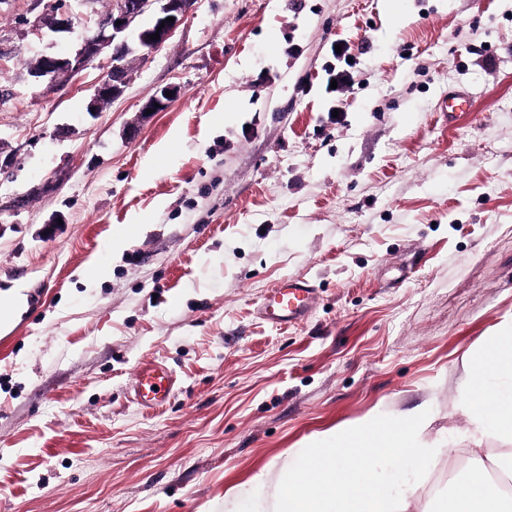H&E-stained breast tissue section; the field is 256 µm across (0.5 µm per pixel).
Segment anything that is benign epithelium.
<instances>
[{"label":"benign epithelium","mask_w":512,"mask_h":512,"mask_svg":"<svg viewBox=\"0 0 512 512\" xmlns=\"http://www.w3.org/2000/svg\"><path fill=\"white\" fill-rule=\"evenodd\" d=\"M195 0H113L112 12L97 22L92 34L83 36L82 47L76 56L60 58L43 56L41 62L33 67L30 76L37 81L47 78L58 81L74 76L99 59L104 49L113 46L112 56L107 62V74L95 88L88 104V110L94 112L99 106L117 96L125 84V59L132 53H139L146 58L159 50L173 35L186 13L191 9ZM150 14L151 24L135 32L133 41H128L129 31L136 21ZM173 17L175 21L168 22L166 18ZM122 24H117V21ZM48 28L54 32L74 33L73 20L66 14H47L36 19L31 32L40 33ZM159 33V39L151 40L149 35ZM181 89L171 86L160 90L149 108L156 111L164 109L172 100L177 98Z\"/></svg>","instance_id":"benign-epithelium-1"}]
</instances>
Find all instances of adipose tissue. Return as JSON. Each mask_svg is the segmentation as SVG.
I'll list each match as a JSON object with an SVG mask.
<instances>
[{"mask_svg":"<svg viewBox=\"0 0 512 512\" xmlns=\"http://www.w3.org/2000/svg\"><path fill=\"white\" fill-rule=\"evenodd\" d=\"M465 373L459 404L473 440H512V328L475 351ZM431 422L422 404L396 421L372 415L328 432L290 458L266 502L241 494L225 502V512H409L408 482L387 486L377 467L393 457L410 472L432 461L439 450L426 440ZM494 471L511 476L512 454L468 470L452 489L447 512H512V495L492 483Z\"/></svg>","mask_w":512,"mask_h":512,"instance_id":"obj_1","label":"adipose tissue"}]
</instances>
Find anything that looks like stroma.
I'll return each instance as SVG.
<instances>
[{"mask_svg":"<svg viewBox=\"0 0 512 512\" xmlns=\"http://www.w3.org/2000/svg\"><path fill=\"white\" fill-rule=\"evenodd\" d=\"M112 2L0 0V512H224L423 403L449 452L416 495H447L478 449L464 362L512 325V0H196L91 113L103 69L34 82L81 41L30 26ZM288 277L315 298L280 328L259 309ZM149 361L176 378L158 414L132 400Z\"/></svg>","mask_w":512,"mask_h":512,"instance_id":"1","label":"stroma"}]
</instances>
